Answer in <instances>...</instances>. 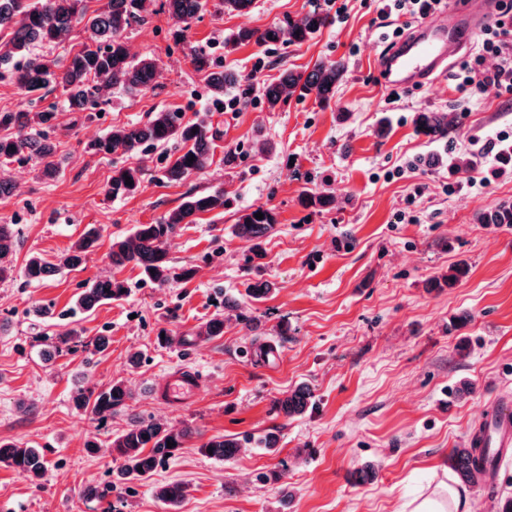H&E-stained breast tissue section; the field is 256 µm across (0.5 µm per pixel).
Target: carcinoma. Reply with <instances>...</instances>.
<instances>
[{
	"mask_svg": "<svg viewBox=\"0 0 512 512\" xmlns=\"http://www.w3.org/2000/svg\"><path fill=\"white\" fill-rule=\"evenodd\" d=\"M147 0H106L103 8L89 14L86 0H0V30H11V37L0 43V76L7 75L21 90L28 94L44 90L52 84L62 86L66 103L73 112L85 113L90 119L101 103L103 93L109 89L144 91L152 87L157 74L155 59L145 56L132 58L125 32L142 18ZM207 6V0H161L160 7L177 25H186L197 18ZM85 22L93 27L99 40L72 52L67 62L60 66L56 60L34 52L37 45L53 46L70 40L74 28ZM328 24V16L319 7L309 10L300 20L288 26H270L265 29L243 28L234 34L236 45L254 43L259 47L278 44L301 45L309 41ZM190 61L194 70L204 74L209 91L215 98L239 82V76L224 71V67L202 49L190 48ZM347 73L341 59L322 60L307 73L284 70L278 81L264 88L263 98L271 111L291 96L303 100L314 96L325 104L336 96V87ZM56 109L49 105L26 111H0V163L15 161L33 162L41 175L55 178L59 166L57 153ZM419 131L432 140L448 136V113L420 112L416 116ZM216 132L210 122L199 119L186 122L178 112H156L145 122L114 128L103 137L87 144L92 154H120L133 158L158 145L173 142L177 153L164 170L169 182H184L201 173L210 163L211 144ZM195 160H190V157ZM133 184H126V179ZM143 170L130 163L112 171L106 195L112 198L135 194L141 187ZM336 202L330 193L310 194L301 197L307 207L325 208ZM224 209V191L190 193L175 209L160 217L153 224H138L132 232L112 241L110 260L112 266L133 265L141 270L144 280L164 286L175 280L193 276L191 267H174L168 258L167 243L179 225L193 223L200 213ZM263 218H256V213ZM481 224H512V204H501L478 216ZM277 224L276 213L269 208L255 209L242 214L234 226L235 235L246 240L266 236ZM16 237L15 224L0 223V282L13 279L14 269L9 260ZM98 233L86 230L57 262H50L39 255L31 256L24 269L28 283H39L62 270L82 265L86 256L96 247ZM128 289L125 282L105 277L85 284L75 300L83 311H91L105 301L118 300ZM129 398V391L121 382H115L98 393L76 391L72 402L77 409H88L99 419L112 414V410ZM312 406V392L299 386L276 401L278 413L294 418ZM192 431L174 429L153 421H139L112 440V454L118 462L115 482L131 483L146 479L158 467L183 447ZM174 443L168 447L167 442ZM240 448L235 438L215 436L204 442L199 451L205 456L222 461L234 459ZM0 464L13 469L33 484L46 479L47 466L37 448L23 446L0 439ZM448 468L461 486L481 483L494 468V464L480 463L476 449L469 446L452 449ZM183 484L170 483L156 487L157 498L166 505L168 512H176L186 494Z\"/></svg>",
	"mask_w": 512,
	"mask_h": 512,
	"instance_id": "obj_1",
	"label": "carcinoma"
}]
</instances>
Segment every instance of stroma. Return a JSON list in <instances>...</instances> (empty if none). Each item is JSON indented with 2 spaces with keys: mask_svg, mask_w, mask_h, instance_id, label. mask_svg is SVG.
I'll return each mask as SVG.
<instances>
[{
  "mask_svg": "<svg viewBox=\"0 0 512 512\" xmlns=\"http://www.w3.org/2000/svg\"><path fill=\"white\" fill-rule=\"evenodd\" d=\"M316 5L331 21L304 44H230L239 29L284 26ZM340 5L347 17L338 22ZM405 21L381 13L378 0H255L245 14L207 0L178 43L160 0H151L126 34L133 56L157 61L151 89L108 92L91 121L67 109L62 88L47 94L57 108L58 176L41 179L31 163L4 167L15 189L0 197V222H16L18 235L17 275L0 283V439L39 448L48 473L36 487L0 466V512H167L154 487L174 482L188 487L178 512H409L410 500L443 479L451 450L465 445L493 400L512 395V224L476 220L512 203V174L485 185L451 164L512 128V106L492 95L464 98L449 73L390 102L376 62ZM193 46L239 84L213 97L189 62ZM336 58L348 70L330 103L291 98L266 109L263 88L284 69ZM231 98L236 108L225 110ZM160 110L209 117L220 132L211 166L169 182L162 170L173 152L153 150L136 159L144 171L136 194L106 196L125 160L88 153L86 144ZM427 111L453 117L447 138L420 134L415 117ZM215 189L224 192L223 212L199 214L169 242L172 262L195 268L192 279L160 288L139 268L113 267V238L155 223L187 193ZM327 190L333 207L302 205V193ZM256 208L275 210L274 230L256 242L236 237L239 216ZM91 225L98 246L80 268L26 283L30 256L55 261ZM459 264L467 275L439 286ZM99 277L125 281L128 294L74 311L82 285ZM261 281L275 290L252 299L247 289ZM40 304L52 305L53 323L34 316ZM218 313L223 335L200 336ZM73 327L78 339L55 349ZM162 333L174 345L159 344ZM102 334L110 346L99 352ZM258 343L273 345L275 358L254 362ZM181 369L199 374V389L171 407L153 388ZM116 381L130 397L107 421L74 408L78 389ZM300 385L314 405L285 419L276 401ZM140 420L194 435L150 478L112 488L110 444ZM273 428L274 454L259 443ZM221 435L241 441L228 462L199 451ZM368 462L377 476L359 481ZM468 494L472 512H496L512 496V454Z\"/></svg>",
  "mask_w": 512,
  "mask_h": 512,
  "instance_id": "1",
  "label": "stroma"
}]
</instances>
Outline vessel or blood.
Wrapping results in <instances>:
<instances>
[{
    "label": "vessel or blood",
    "instance_id": "obj_1",
    "mask_svg": "<svg viewBox=\"0 0 512 512\" xmlns=\"http://www.w3.org/2000/svg\"><path fill=\"white\" fill-rule=\"evenodd\" d=\"M498 0H467L465 8H453L427 18L409 34L379 55L377 68L382 85L393 91L409 90L437 81L454 58L482 35ZM198 376L189 370L164 377L161 396L174 405L190 403L197 392ZM468 444L488 457L506 455L512 448V399L503 398L488 410Z\"/></svg>",
    "mask_w": 512,
    "mask_h": 512
}]
</instances>
